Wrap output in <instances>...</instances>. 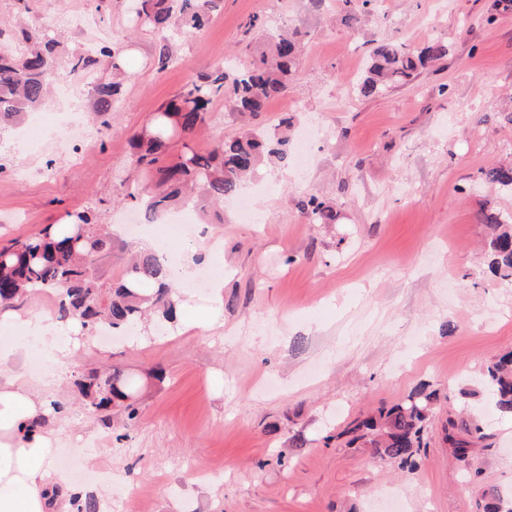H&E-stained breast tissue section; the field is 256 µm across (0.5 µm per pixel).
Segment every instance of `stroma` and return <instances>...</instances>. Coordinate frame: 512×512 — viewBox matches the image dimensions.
<instances>
[{
    "mask_svg": "<svg viewBox=\"0 0 512 512\" xmlns=\"http://www.w3.org/2000/svg\"><path fill=\"white\" fill-rule=\"evenodd\" d=\"M253 17L304 32L295 85L247 122L217 98L193 144L205 153L250 128L274 132L288 116L310 162L299 173L271 164L253 179L264 199L256 223L229 202L204 217L183 210L194 230L176 248L194 249L223 288L188 290L175 323L109 347L84 339L50 389L69 407L44 423L57 437L52 467L102 512H381L383 492L406 512H482L485 489L512 494V419L477 384L512 350V284L489 270L483 220L512 213V193L482 178L512 163L501 117L512 107V14L495 15L493 0H377L353 25L307 0H223L202 30L175 37L136 20L132 0H0L2 28L19 18L38 35L58 23L49 106L84 117L37 149L0 131V244L72 211L103 225L133 217L115 195L118 180H142L131 136L197 76L259 55L263 29L245 28ZM438 38L448 56L415 81L355 94L377 43L416 49ZM102 44L141 53L104 127L91 117L92 83L68 78L69 58ZM311 194L333 205V223L299 209ZM137 243L113 233L88 275L117 287ZM105 368L135 381L136 419L117 407L107 426L82 405L79 381ZM423 385L437 403L415 468L350 444L353 420ZM451 414L491 435L466 466L442 441ZM467 466L479 481H466Z\"/></svg>",
    "mask_w": 512,
    "mask_h": 512,
    "instance_id": "obj_1",
    "label": "stroma"
}]
</instances>
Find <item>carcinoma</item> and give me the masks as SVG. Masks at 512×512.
Listing matches in <instances>:
<instances>
[{"mask_svg":"<svg viewBox=\"0 0 512 512\" xmlns=\"http://www.w3.org/2000/svg\"><path fill=\"white\" fill-rule=\"evenodd\" d=\"M218 0H141L137 17L173 31L188 34L202 29L211 20ZM373 0H336L344 20L358 21ZM269 49L246 65L233 63L235 74L219 68L192 82L182 96L167 103L153 118L152 129L140 130L131 138L132 162L146 179L155 181V189H132L121 181L117 192L141 207L158 214L185 201L183 192L201 190L200 207L206 202L220 204L234 196L243 178L259 171L274 158L286 165L291 161L288 136L248 130L241 136L222 142L202 154L188 143L201 125L212 102L229 91L236 110L254 116L273 98L288 91L295 76L300 55L301 33H270ZM56 33L46 30L33 37L22 29L14 44L0 47V127L15 122L23 114L45 106L59 62L55 48ZM120 51L107 45L71 59V69H93L105 58H118ZM448 55V42L437 39L421 50L410 51L400 44L382 42L371 53L365 75L357 82V93L364 97L384 92L393 84L407 81L429 64ZM113 77L95 85L97 115L107 114L121 93L119 77L124 71L112 64ZM176 141L182 153L173 165H159L161 155ZM485 182L512 192V165H499L484 173ZM299 207L312 221L334 219L326 202L314 195L299 201ZM69 223L46 226L39 234L22 242L0 247V304L15 306L24 297L37 292H55L58 318L77 324L83 330L103 326L116 329L134 328L145 312L155 310L159 322L173 320L182 297L169 281L168 265L155 253L143 252L127 267L125 279L107 295L99 284L87 277L84 263L104 253L109 245L105 234L93 228L92 217L85 211L67 213ZM484 221L498 229L490 241L491 271L503 280H512V220L491 213ZM154 284L149 294L142 285ZM483 381L494 407L512 416V352L492 361L484 368ZM85 406L102 413L110 423L108 411L113 403L132 398V385L123 372L115 370L104 376H91L81 384ZM436 393L420 387L402 402L358 421L352 428L355 440L375 449L383 460L402 464L411 462L422 448ZM487 434L465 418L448 419L444 440L456 460L466 464L470 445ZM483 512H512L495 488L483 493Z\"/></svg>","mask_w":512,"mask_h":512,"instance_id":"1","label":"carcinoma"}]
</instances>
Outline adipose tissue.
<instances>
[{
    "label": "adipose tissue",
    "mask_w": 512,
    "mask_h": 512,
    "mask_svg": "<svg viewBox=\"0 0 512 512\" xmlns=\"http://www.w3.org/2000/svg\"><path fill=\"white\" fill-rule=\"evenodd\" d=\"M1 321L24 323L28 333L48 346L56 366L68 364L72 350L59 344L67 328L54 315L27 320L7 309L0 312ZM9 358V352L0 351V512H71L69 496L53 491L59 482L50 466L55 439L37 425L52 414L45 389L53 380L45 378L44 391H37L10 372Z\"/></svg>",
    "instance_id": "obj_1"
}]
</instances>
